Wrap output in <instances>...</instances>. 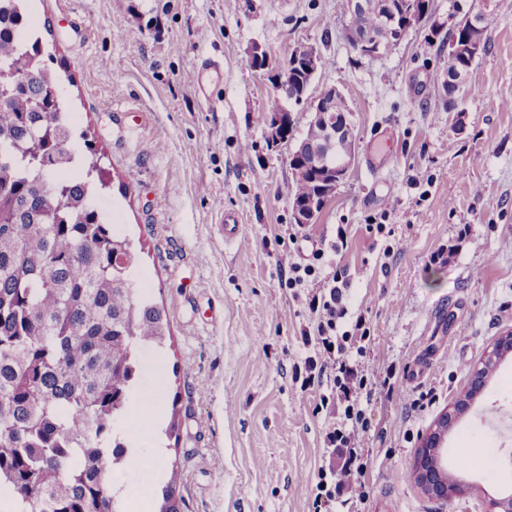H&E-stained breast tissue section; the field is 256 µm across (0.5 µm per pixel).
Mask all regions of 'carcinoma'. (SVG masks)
<instances>
[{
    "label": "carcinoma",
    "mask_w": 512,
    "mask_h": 512,
    "mask_svg": "<svg viewBox=\"0 0 512 512\" xmlns=\"http://www.w3.org/2000/svg\"><path fill=\"white\" fill-rule=\"evenodd\" d=\"M496 23L494 13L478 27L467 18L448 40L484 54ZM42 56L39 38L13 35L0 10V66L25 80L0 102V512H87L99 498L116 512L109 475L127 453L118 421L137 350L162 346L168 325L132 287L131 241L92 204L110 182L93 149L76 152ZM278 77L298 95L309 85L288 64ZM321 181L295 176L293 200L319 197Z\"/></svg>",
    "instance_id": "obj_1"
}]
</instances>
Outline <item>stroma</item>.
<instances>
[{"instance_id": "35a3bbf8", "label": "stroma", "mask_w": 512, "mask_h": 512, "mask_svg": "<svg viewBox=\"0 0 512 512\" xmlns=\"http://www.w3.org/2000/svg\"><path fill=\"white\" fill-rule=\"evenodd\" d=\"M44 62L76 113V149L92 144L112 177L105 209L132 239L133 275L166 315L171 338L141 355L134 395L141 440L116 474L129 512H158L175 479L181 512H312L324 460L318 391L294 370L312 350L303 296L345 282L339 331L365 318L368 358L395 367L376 388L369 423V498L401 512H487L512 494V463L477 472L490 442L480 419L512 416V357L502 361L447 440V468L465 494L446 506L411 477L421 439L466 387L488 347L512 330V0L448 109L437 83L449 30L475 0H433V15L392 49L363 55L345 36L337 0H27ZM265 50L266 69L252 65ZM314 47L321 64L286 141L266 137L267 103L290 55ZM222 58L215 103L193 88L200 57ZM334 87L349 106L354 158L315 223L294 224L289 155L310 106ZM383 167L380 180L365 168ZM241 239L225 244L221 211ZM315 264L288 288L278 257ZM323 252L314 261L315 252ZM454 305L455 335L433 327ZM433 358L418 384L406 367ZM175 436H168L169 423Z\"/></svg>"}]
</instances>
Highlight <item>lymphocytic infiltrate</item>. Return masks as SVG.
Wrapping results in <instances>:
<instances>
[{"instance_id": "lymphocytic-infiltrate-1", "label": "lymphocytic infiltrate", "mask_w": 512, "mask_h": 512, "mask_svg": "<svg viewBox=\"0 0 512 512\" xmlns=\"http://www.w3.org/2000/svg\"><path fill=\"white\" fill-rule=\"evenodd\" d=\"M343 300V291L336 286L307 297L315 329L303 342L314 345L315 351L304 360L301 388H321L320 402L327 410L325 464L313 498L314 512H331L336 505L357 512L365 504L368 490L362 450L367 423L359 400L368 387L390 386L394 377L392 367L348 358L357 338L336 333V321L345 311Z\"/></svg>"}]
</instances>
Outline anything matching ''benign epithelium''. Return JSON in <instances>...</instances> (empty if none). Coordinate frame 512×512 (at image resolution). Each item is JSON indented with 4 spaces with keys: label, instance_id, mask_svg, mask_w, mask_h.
Listing matches in <instances>:
<instances>
[{
    "label": "benign epithelium",
    "instance_id": "benign-epithelium-1",
    "mask_svg": "<svg viewBox=\"0 0 512 512\" xmlns=\"http://www.w3.org/2000/svg\"><path fill=\"white\" fill-rule=\"evenodd\" d=\"M352 8L364 15L375 18L376 25L371 30L362 32L347 31L346 38L351 47L361 54L371 55L379 51L382 46L400 37V29L393 26L395 17L398 16L396 7L390 3L377 5L371 0H351ZM477 49L471 42L464 39L453 41L448 54V88L458 91L462 87L465 76L454 66L457 57L476 55ZM290 60L294 66H302L309 75H314L318 70L321 57L313 47L299 48L291 55ZM334 87L326 90L317 105L313 108L311 122L319 124L324 130L322 140L311 146L308 161L305 165L325 176L324 187L320 193V201H300L291 206L292 216L296 224H312L316 212L323 209L326 201L333 195L346 176L349 161L343 158L335 161L336 149L341 141L349 140L351 136L350 126L346 122L336 119V109L329 104L336 103ZM292 126L291 114L277 112L267 118V138L273 142H281L288 139V130ZM512 354V332L497 339L483 355L481 361L473 368L469 382V396H474L476 390L482 387L486 379V370L489 366L500 362L501 359ZM458 414L457 408H450L440 414L429 432L423 437L413 469L419 476L421 488L428 493H433L432 487L424 481V474L431 462L438 466H444L443 447L447 441L449 425L452 424Z\"/></svg>",
    "mask_w": 512,
    "mask_h": 512
}]
</instances>
